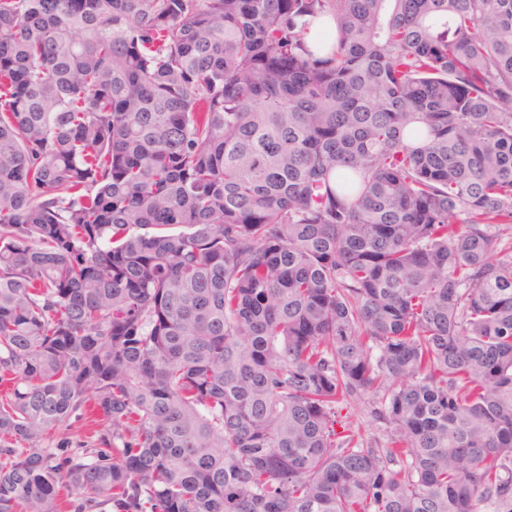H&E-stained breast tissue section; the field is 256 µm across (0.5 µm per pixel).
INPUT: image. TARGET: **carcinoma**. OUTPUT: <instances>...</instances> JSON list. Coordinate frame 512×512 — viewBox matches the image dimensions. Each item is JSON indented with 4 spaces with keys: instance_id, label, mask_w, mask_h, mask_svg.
I'll list each match as a JSON object with an SVG mask.
<instances>
[{
    "instance_id": "cac0c4a2",
    "label": "carcinoma",
    "mask_w": 512,
    "mask_h": 512,
    "mask_svg": "<svg viewBox=\"0 0 512 512\" xmlns=\"http://www.w3.org/2000/svg\"><path fill=\"white\" fill-rule=\"evenodd\" d=\"M0 386V512H512V0H0ZM351 421L354 428L359 429L364 437L379 435L378 424L372 419L370 405L368 403L353 405L351 409Z\"/></svg>"
}]
</instances>
